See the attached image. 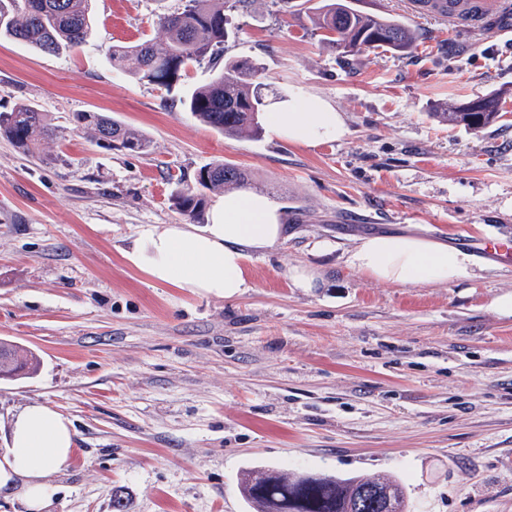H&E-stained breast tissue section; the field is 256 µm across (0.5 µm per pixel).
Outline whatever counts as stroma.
Returning <instances> with one entry per match:
<instances>
[{
    "label": "stroma",
    "instance_id": "obj_1",
    "mask_svg": "<svg viewBox=\"0 0 512 512\" xmlns=\"http://www.w3.org/2000/svg\"><path fill=\"white\" fill-rule=\"evenodd\" d=\"M297 2L242 0L224 56L261 69L267 111L319 98L340 112L345 134L312 147L267 126L224 137L112 65L110 46L159 39L182 0H92L88 41L57 55L0 39V111L33 103L58 129L38 158L0 136V340L41 360L0 379V449L27 404L71 421L52 512H114L118 496L125 512H248L238 479L254 466L393 473L415 512H512V316L493 306L512 265L482 255L476 279L398 287L348 263L369 234L512 236V32L357 0L418 42L347 64ZM494 93L486 127L438 119ZM84 111L147 134L150 151L74 131ZM225 161L287 226L250 256L249 288L198 294L131 265L143 227L189 223L178 183ZM298 265L324 286L292 287Z\"/></svg>",
    "mask_w": 512,
    "mask_h": 512
}]
</instances>
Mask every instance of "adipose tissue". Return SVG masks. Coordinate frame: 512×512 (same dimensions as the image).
Listing matches in <instances>:
<instances>
[{
  "label": "adipose tissue",
  "instance_id": "obj_1",
  "mask_svg": "<svg viewBox=\"0 0 512 512\" xmlns=\"http://www.w3.org/2000/svg\"><path fill=\"white\" fill-rule=\"evenodd\" d=\"M268 120L290 142L306 146L345 133L340 114L318 98L289 103L269 113ZM286 230L267 196L240 189L219 198L203 226L146 227L125 257L156 282L232 298L249 286L250 252L276 245ZM349 263L366 278L395 286H442L476 275L469 253L402 234L360 238ZM9 433V445L0 452V497L19 502L25 512H48L57 492L52 477L67 468L75 451L72 424L32 403L12 417Z\"/></svg>",
  "mask_w": 512,
  "mask_h": 512
}]
</instances>
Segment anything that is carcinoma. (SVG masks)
<instances>
[{
  "label": "carcinoma",
  "instance_id": "1",
  "mask_svg": "<svg viewBox=\"0 0 512 512\" xmlns=\"http://www.w3.org/2000/svg\"><path fill=\"white\" fill-rule=\"evenodd\" d=\"M91 0H0V37L24 43L38 52L59 54L86 42L92 30ZM230 0H184L183 7L159 17L164 39L109 51L112 64L131 77L146 80L172 94L177 91L191 66L212 64V79L198 87L181 103L185 109L228 138L257 136L262 127L258 114L265 102L259 92L260 69L246 59L223 61L228 37L226 8ZM322 41L347 61L361 54L385 48L410 51L416 35L407 23L391 15H371L354 9L349 0H318L307 6ZM435 116L450 125L482 128L500 117L499 98L489 95L465 104L448 105ZM74 129L92 132L114 149L146 153L150 139L143 133L101 112H78ZM55 134L45 113L33 104H19L0 112V135L24 153L36 154L41 141ZM248 182L245 171L228 162L201 168L195 185L178 190L175 204L193 219L203 216L207 193ZM0 350L12 358V369L32 375L40 361L32 352L0 341ZM369 486L389 491L386 512H411L403 480L394 475H358L341 478L311 471L251 468L243 472L239 493L249 512H380Z\"/></svg>",
  "mask_w": 512,
  "mask_h": 512
}]
</instances>
